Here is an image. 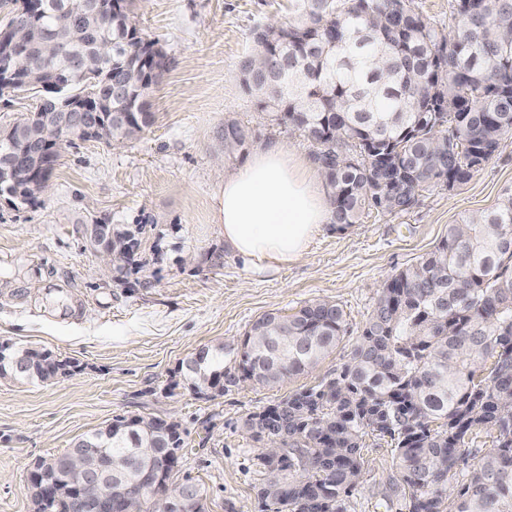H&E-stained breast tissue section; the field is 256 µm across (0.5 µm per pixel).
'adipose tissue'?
<instances>
[{
    "mask_svg": "<svg viewBox=\"0 0 512 512\" xmlns=\"http://www.w3.org/2000/svg\"><path fill=\"white\" fill-rule=\"evenodd\" d=\"M331 199L319 164L271 143L225 174L212 197V221L246 265L276 268L306 254L313 234L331 220Z\"/></svg>",
    "mask_w": 512,
    "mask_h": 512,
    "instance_id": "obj_1",
    "label": "adipose tissue"
}]
</instances>
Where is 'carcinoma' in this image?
<instances>
[{
  "label": "carcinoma",
  "mask_w": 512,
  "mask_h": 512,
  "mask_svg": "<svg viewBox=\"0 0 512 512\" xmlns=\"http://www.w3.org/2000/svg\"><path fill=\"white\" fill-rule=\"evenodd\" d=\"M455 0L456 29L446 38L411 0H302L288 29L254 33L268 67L284 76L269 89L243 68V84L262 94L277 120L317 145L315 160L332 188V223L343 229L370 209H411L421 192L467 183L512 132V44L495 32L512 25V0L467 11ZM156 45L132 22L129 0H46L26 40L28 59L78 99L97 89L99 111L125 114L112 137L126 140L151 122L144 56ZM56 111L43 93L21 119L38 123ZM349 142L356 157L337 150ZM246 143L224 125V149ZM24 139L0 141V168L31 202L35 166ZM344 335V314L329 301L292 315L269 313L243 339L239 381L275 385L310 370ZM28 382H48L47 362L64 374L72 362L27 350ZM224 348L211 351L196 394L224 384ZM251 437L279 440L288 455L259 457L260 495L270 512H348L359 481L363 438L395 441L406 512H512V188L498 206L448 225L435 248L392 276L353 347L350 361L320 384L247 417ZM493 448L478 455V430ZM112 460H131L155 435L138 418H117L95 432ZM456 483L455 502L448 482Z\"/></svg>",
  "instance_id": "carcinoma-1"
}]
</instances>
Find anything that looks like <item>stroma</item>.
Instances as JSON below:
<instances>
[{
	"instance_id": "obj_1",
	"label": "stroma",
	"mask_w": 512,
	"mask_h": 512,
	"mask_svg": "<svg viewBox=\"0 0 512 512\" xmlns=\"http://www.w3.org/2000/svg\"><path fill=\"white\" fill-rule=\"evenodd\" d=\"M298 0H133L137 25L168 65L150 96L152 124L118 146L80 141L62 152L32 204L0 196V343L69 359L70 375L28 383L0 378V512H32L28 476L119 417L178 422L186 441L170 486L196 484L206 512H262V445L247 416L330 378L348 361L383 284L431 251L461 217L494 208L512 187V134L465 185L434 187L404 213L369 211L323 225L302 260L255 273L224 246L211 199L225 173L271 141L314 157L301 131L278 123L240 79L253 32L287 23ZM248 134L224 150V126ZM130 233L128 263L105 264L85 237L91 220ZM326 300L345 335L308 373L268 387L225 385L194 394L182 364L204 347L237 367L245 332L266 313ZM348 512H398L392 445L367 436Z\"/></svg>"
}]
</instances>
